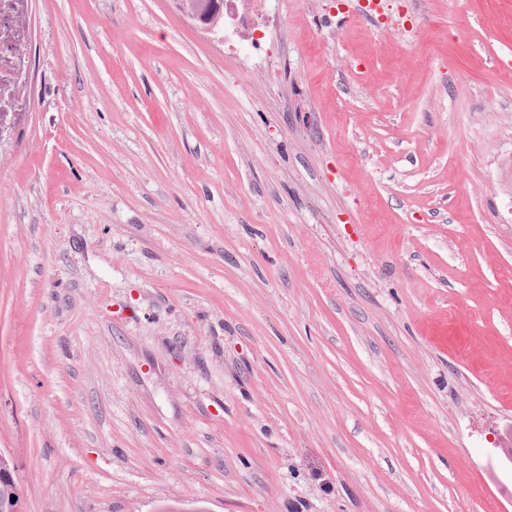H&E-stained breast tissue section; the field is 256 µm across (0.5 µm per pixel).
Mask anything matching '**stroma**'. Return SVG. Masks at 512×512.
I'll return each instance as SVG.
<instances>
[{"label": "stroma", "mask_w": 512, "mask_h": 512, "mask_svg": "<svg viewBox=\"0 0 512 512\" xmlns=\"http://www.w3.org/2000/svg\"><path fill=\"white\" fill-rule=\"evenodd\" d=\"M0 133L26 512H512V0H30ZM178 2L179 8L185 13V15L194 22L197 26L204 30L213 31L225 27L224 21L225 16L228 14L229 8L237 7L241 5L243 0H210L204 2L206 5L203 8V4L197 5L194 8L188 9V7L181 1Z\"/></svg>", "instance_id": "stroma-1"}]
</instances>
